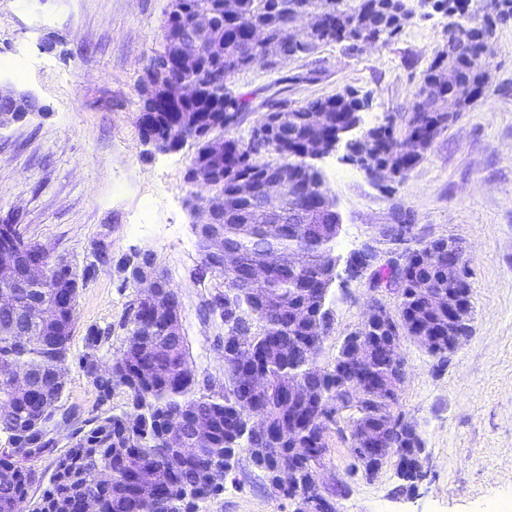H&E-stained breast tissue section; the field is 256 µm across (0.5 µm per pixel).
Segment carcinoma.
I'll return each instance as SVG.
<instances>
[{"label": "carcinoma", "instance_id": "cac0c4a2", "mask_svg": "<svg viewBox=\"0 0 512 512\" xmlns=\"http://www.w3.org/2000/svg\"><path fill=\"white\" fill-rule=\"evenodd\" d=\"M189 9L212 14L208 37L224 41V58L219 62L200 55L198 68L185 72L172 68L175 77L193 82L201 95L176 110L159 109L143 101L142 138H153L159 151H169L184 142H194L193 166L210 161L213 140L224 142L222 178L209 186L218 224L224 239L238 254L231 269L220 268L202 254L196 276L222 279L219 289L206 304L207 314L224 322V337L231 339L243 325L250 329L252 356L239 364L224 363V381L199 382L185 337L173 335L166 321L151 315L144 302L132 300L127 308V336L117 359L118 370L95 384L101 402L122 387L128 394L127 409L120 414H100L81 420L73 409L59 404L65 389L70 341L75 324L79 280L77 268L62 269L57 257L39 243L24 236L3 243L19 252L17 273H22L31 254L39 253L46 277L18 293L24 303L41 299L53 310L48 319L31 317V335L21 342L11 334V315L0 312V360L26 367L36 387L18 396L8 379L0 376V403L10 411L0 415V512H81L92 501L98 512H199V504L220 492L217 487L198 484L200 475L226 466L234 469L240 452L247 453L252 465L269 480L286 470L297 472L304 496L317 493L306 464L296 458L292 447L309 448L320 437L323 403L342 400L345 387L358 383L355 377L342 378L336 369L318 373L309 365L310 343L321 340L333 329V316L319 295L328 283L326 261L334 252L335 239L329 227L340 223L335 202L327 188L305 182H288L283 223L269 222L258 198L244 199L237 194L238 181L253 180L261 186L263 175L276 176L290 168L307 169V174L323 183L317 168L302 154L308 118L325 111L326 135L345 138V130L361 124V102L351 92L324 99L293 104L275 100L266 112L242 129L251 109L250 98L236 89L235 78L247 61L256 59L261 48L251 41L248 27L258 24L267 37L279 44L281 58L269 65L272 70L298 58L311 56L327 44H341L347 50L359 45L377 46L379 34L386 39L398 35L409 21L404 0H238L237 16L227 18L223 0H187ZM302 9L321 12L325 27L308 34L304 49L288 45V17ZM468 26L471 38L461 47H445L437 52L426 70L417 92L420 101L404 113L401 126L390 118L362 132L366 152L376 167L387 169L390 180L400 182L426 157L436 137L448 128L454 117L444 112L440 101L448 97L444 71L452 68L463 81L485 90L490 74L482 49L498 28L512 23V0H482L474 10L453 17ZM433 259L420 258V249L405 248L370 270V287L390 285L404 288L397 312L382 310L370 324H362L344 336L337 355L347 356L353 347L351 336H361L372 352L364 371L377 377L392 373L390 337L401 326V336L420 344L440 358L448 353V252L438 243ZM263 256L272 261L269 278L250 276L253 259ZM102 336L92 331L88 351L80 358V368L93 377L97 350ZM277 344L283 353L267 355ZM261 373L267 379L263 392L247 396L241 391L244 379ZM299 388L288 390V377ZM264 411L278 429L303 422L295 445L247 429L253 409ZM349 445L365 476L374 475L375 461L360 448V436L367 426L386 431L388 455L395 458L399 476L413 489L419 474L410 468L411 450L419 436L403 433L396 426L395 411L389 403L369 391L349 406ZM198 417L210 424L209 433L197 438L191 432ZM180 425L186 430L184 447L194 448L191 456L179 448L166 447V435ZM67 431L68 450L53 460L49 479L39 474L35 462L58 445L56 427ZM101 469L112 478L101 482ZM42 486L40 496L29 500L30 489Z\"/></svg>", "mask_w": 512, "mask_h": 512}]
</instances>
